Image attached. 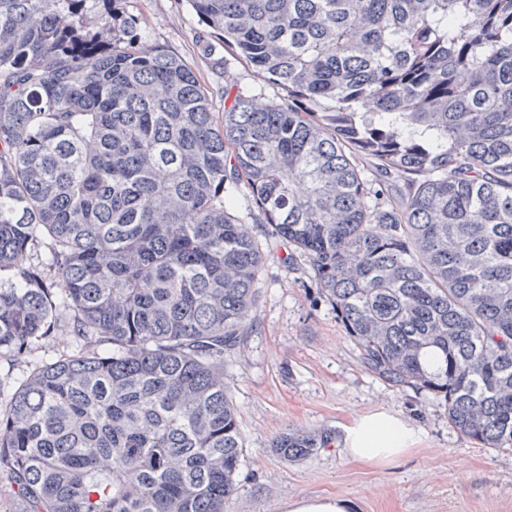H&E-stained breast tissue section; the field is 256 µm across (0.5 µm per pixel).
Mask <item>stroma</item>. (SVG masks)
<instances>
[{"instance_id":"1","label":"stroma","mask_w":512,"mask_h":512,"mask_svg":"<svg viewBox=\"0 0 512 512\" xmlns=\"http://www.w3.org/2000/svg\"><path fill=\"white\" fill-rule=\"evenodd\" d=\"M147 35L194 70L223 112L225 94L274 100L281 89L254 76L231 53L213 60L202 51L204 25L189 0H122ZM256 283L260 302L240 352L224 380L240 411L245 461L225 512H285L288 499L348 496L358 512H512V453L474 444L448 422L441 400L390 387L358 361L329 304L306 271L271 242ZM75 337L34 343L23 358L0 353V405L29 373L69 353ZM384 410L416 431L414 451L376 469L343 451L346 426ZM291 429L327 431L328 447L297 461L281 458L273 440Z\"/></svg>"}]
</instances>
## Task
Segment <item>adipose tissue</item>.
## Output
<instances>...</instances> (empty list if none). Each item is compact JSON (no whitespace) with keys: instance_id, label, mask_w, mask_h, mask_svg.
<instances>
[{"instance_id":"ef3b65f1","label":"adipose tissue","mask_w":512,"mask_h":512,"mask_svg":"<svg viewBox=\"0 0 512 512\" xmlns=\"http://www.w3.org/2000/svg\"><path fill=\"white\" fill-rule=\"evenodd\" d=\"M415 440L414 428L403 418L378 411L357 418L347 427L343 445L349 459L384 467L406 455Z\"/></svg>"}]
</instances>
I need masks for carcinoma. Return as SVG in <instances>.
<instances>
[{"mask_svg": "<svg viewBox=\"0 0 512 512\" xmlns=\"http://www.w3.org/2000/svg\"><path fill=\"white\" fill-rule=\"evenodd\" d=\"M118 2L0 0V352L61 310L82 341L0 410L28 512H225L244 448L224 363L263 264L228 183L367 370L511 452L512 0H189L206 45L284 92L220 117Z\"/></svg>", "mask_w": 512, "mask_h": 512, "instance_id": "cac0c4a2", "label": "carcinoma"}]
</instances>
